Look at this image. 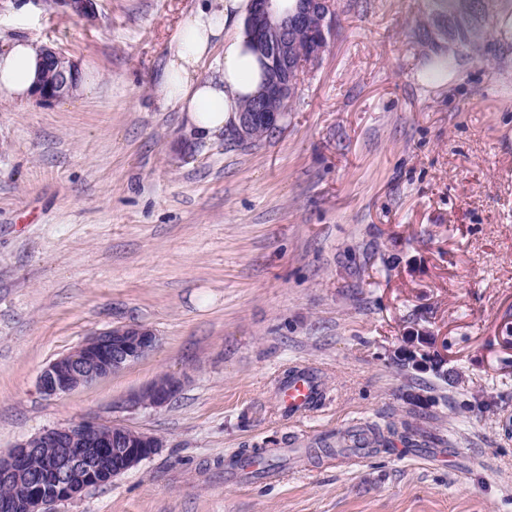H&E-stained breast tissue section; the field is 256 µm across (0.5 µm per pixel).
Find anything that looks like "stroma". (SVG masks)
<instances>
[{
	"label": "stroma",
	"mask_w": 512,
	"mask_h": 512,
	"mask_svg": "<svg viewBox=\"0 0 512 512\" xmlns=\"http://www.w3.org/2000/svg\"><path fill=\"white\" fill-rule=\"evenodd\" d=\"M219 0H0L18 38L86 84L50 105L0 92V455L90 420L161 448L54 512H512V0L479 51L430 75L423 0H338L283 129L243 149L186 129L161 83L179 24ZM154 351L60 397L41 371L96 331ZM430 336L454 378L396 364ZM324 395L293 417L289 369ZM182 379L162 408L127 396ZM405 421L432 437L330 461L321 439ZM278 450L276 481L229 477ZM260 451L259 448H253L251 451L243 450L231 458L229 465L242 471L252 469L246 472L248 477L261 479L267 473L271 464L263 452Z\"/></svg>",
	"instance_id": "stroma-1"
}]
</instances>
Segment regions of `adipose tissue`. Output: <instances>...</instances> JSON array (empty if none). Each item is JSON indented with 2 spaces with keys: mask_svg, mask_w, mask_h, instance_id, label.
I'll use <instances>...</instances> for the list:
<instances>
[{
  "mask_svg": "<svg viewBox=\"0 0 512 512\" xmlns=\"http://www.w3.org/2000/svg\"><path fill=\"white\" fill-rule=\"evenodd\" d=\"M250 0H224L222 10L198 9L183 23L174 38L162 93L179 105L188 124L208 138L237 120L242 100L257 92L262 67L249 47L243 28ZM224 45V61L205 77L198 68ZM42 48L19 39L0 51V92L15 99L30 95L36 79Z\"/></svg>",
  "mask_w": 512,
  "mask_h": 512,
  "instance_id": "1",
  "label": "adipose tissue"
}]
</instances>
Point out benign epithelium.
Listing matches in <instances>:
<instances>
[{"label":"benign epithelium","mask_w":512,"mask_h":512,"mask_svg":"<svg viewBox=\"0 0 512 512\" xmlns=\"http://www.w3.org/2000/svg\"><path fill=\"white\" fill-rule=\"evenodd\" d=\"M279 0H252L247 18L258 53L269 67L270 79L253 109L239 113L233 136L243 137L252 126L263 123L271 130L281 127L286 117L283 109H272L269 101L287 104L292 99L300 76L319 66L328 51L336 23L337 0H294L289 12H282ZM90 21L95 17V0H55ZM309 36V51L296 59L294 75L287 62L290 45L303 35ZM74 86L62 80L56 84L38 81L33 92L36 103L46 105L73 94ZM158 343L155 333L143 326H117L98 332L75 351L49 364L38 378V389L47 397H57L81 386L114 374L139 361ZM180 380L160 376L148 387L131 393L127 405L132 408L168 405L178 394ZM107 426L81 421L67 426L44 429L38 435L39 447L28 439L19 442L6 457L0 458V483L10 482L23 474L25 462L39 455V448H54L55 454L43 458L41 472L26 474L32 501L46 506L44 493L56 499L79 496L90 483H102L109 475L117 476L141 463L161 446L159 438L125 426Z\"/></svg>","instance_id":"benign-epithelium-1"}]
</instances>
